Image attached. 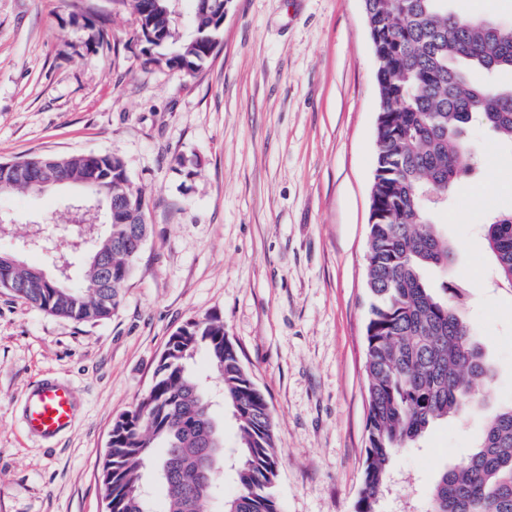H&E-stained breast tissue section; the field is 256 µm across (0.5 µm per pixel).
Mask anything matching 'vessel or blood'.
Here are the masks:
<instances>
[{"label": "vessel or blood", "instance_id": "obj_1", "mask_svg": "<svg viewBox=\"0 0 512 512\" xmlns=\"http://www.w3.org/2000/svg\"><path fill=\"white\" fill-rule=\"evenodd\" d=\"M75 414V393L63 382L43 379L30 390L25 406V425L28 431L51 439L65 431Z\"/></svg>", "mask_w": 512, "mask_h": 512}]
</instances>
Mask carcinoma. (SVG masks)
<instances>
[{"mask_svg":"<svg viewBox=\"0 0 512 512\" xmlns=\"http://www.w3.org/2000/svg\"><path fill=\"white\" fill-rule=\"evenodd\" d=\"M195 34L181 40L169 3L146 13L130 0L142 36L160 43L156 61L189 76L200 71L219 45L224 0H195ZM365 19L378 62L380 121L375 133L372 191L377 220L369 225L366 325L367 445L363 487L356 512H378L379 493L399 455L437 421L460 416L476 401L474 383L490 368L461 294L425 271H448L455 249L434 221L452 191L473 169L468 133L487 128L512 146V85L494 81L512 73V24L495 25L459 14L448 0H365ZM80 185L88 166L98 182L85 188L101 201L107 231L88 229L91 244L83 277L62 285L39 279L33 268L0 263V288L50 315L97 324L112 318L135 259L127 258L128 224L109 223L112 195L146 201L117 155L45 157ZM498 281L512 288V212L494 215L484 227ZM155 369V382L117 419L105 453L101 483L112 512H149L144 473L165 492L164 512H204L215 470L203 480L207 456L224 454V422L208 405L210 388L191 361L205 353L224 405L238 423V494L224 512H279L274 487L280 453L268 403L242 364L224 322L207 317L173 334ZM431 512H512V406L488 421L473 453L443 471L432 488Z\"/></svg>","mask_w":512,"mask_h":512,"instance_id":"obj_1","label":"carcinoma"}]
</instances>
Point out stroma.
I'll return each mask as SVG.
<instances>
[{
    "label": "stroma",
    "mask_w": 512,
    "mask_h": 512,
    "mask_svg": "<svg viewBox=\"0 0 512 512\" xmlns=\"http://www.w3.org/2000/svg\"><path fill=\"white\" fill-rule=\"evenodd\" d=\"M110 43L98 46L99 27ZM128 0H0V161L114 153L148 202V240L118 312L95 325L0 289V512H105L102 460L117 417L145 395L169 337L218 316L264 392L280 450L279 512H355L366 459V252L379 111L362 0H228L195 76L151 62ZM481 163L436 220L448 272L493 376L390 473L380 512H428L435 477L512 405V288L480 227L512 211V147L484 131ZM81 189L0 194V251L55 274ZM50 250L24 248L34 236ZM76 388L70 429L23 422L29 387ZM224 482L237 493V427L224 412Z\"/></svg>",
    "instance_id": "35a3bbf8"
}]
</instances>
